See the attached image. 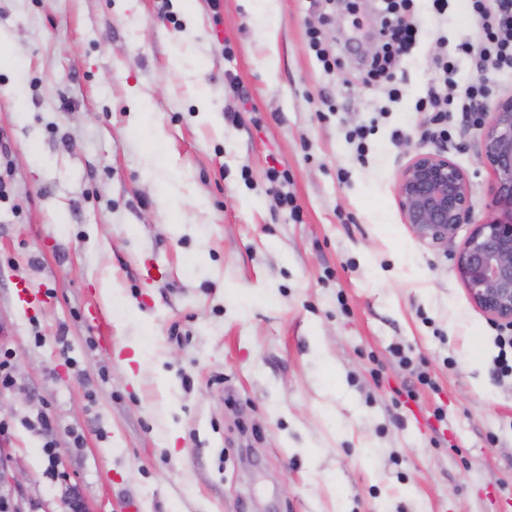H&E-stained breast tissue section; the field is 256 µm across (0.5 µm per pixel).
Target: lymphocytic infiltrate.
I'll return each mask as SVG.
<instances>
[{"label": "lymphocytic infiltrate", "mask_w": 512, "mask_h": 512, "mask_svg": "<svg viewBox=\"0 0 512 512\" xmlns=\"http://www.w3.org/2000/svg\"><path fill=\"white\" fill-rule=\"evenodd\" d=\"M416 0H376L375 33L381 41L379 51L367 63L366 79L378 85H389L390 97H398L391 81L397 63L417 41L418 29L410 20ZM470 9L479 25L478 38L463 36L454 54L436 58L437 77L418 105L429 112L432 136L448 138V115L452 112L469 117L477 112L494 84L512 77V0H469ZM469 60L479 73L476 80L459 83L456 79L461 60Z\"/></svg>", "instance_id": "1"}]
</instances>
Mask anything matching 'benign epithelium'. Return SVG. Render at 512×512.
I'll return each mask as SVG.
<instances>
[{"label":"benign epithelium","instance_id":"benign-epithelium-1","mask_svg":"<svg viewBox=\"0 0 512 512\" xmlns=\"http://www.w3.org/2000/svg\"><path fill=\"white\" fill-rule=\"evenodd\" d=\"M479 153L493 171L490 204L456 256L459 277L491 319L512 325V97L483 126ZM467 173L438 149L417 154L398 182L399 206L417 238L443 247L472 223Z\"/></svg>","mask_w":512,"mask_h":512}]
</instances>
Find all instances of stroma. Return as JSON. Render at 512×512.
Masks as SVG:
<instances>
[{
    "label": "stroma",
    "instance_id": "35a3bbf8",
    "mask_svg": "<svg viewBox=\"0 0 512 512\" xmlns=\"http://www.w3.org/2000/svg\"><path fill=\"white\" fill-rule=\"evenodd\" d=\"M161 2L0 0V505L512 512V379L456 272L469 231L427 246L397 199L436 148L415 104L438 39L478 33L467 0L442 17L418 0L395 102L364 77L374 37L353 46L333 0L326 25L309 0H222L218 26L209 0ZM317 26L336 72L309 48ZM368 124L361 151L348 133ZM460 141L478 222L494 174ZM398 347L434 382L413 398Z\"/></svg>",
    "mask_w": 512,
    "mask_h": 512
}]
</instances>
